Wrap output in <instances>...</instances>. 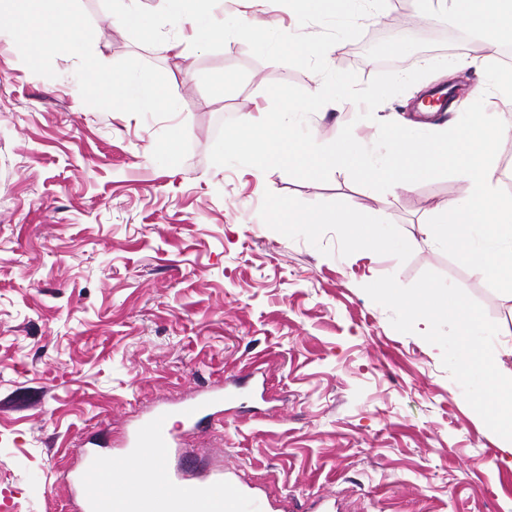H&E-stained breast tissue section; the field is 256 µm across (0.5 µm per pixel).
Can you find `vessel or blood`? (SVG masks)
<instances>
[{
    "mask_svg": "<svg viewBox=\"0 0 512 512\" xmlns=\"http://www.w3.org/2000/svg\"><path fill=\"white\" fill-rule=\"evenodd\" d=\"M250 384L241 378L233 388L215 390L197 400L156 410L121 440V449L131 457L152 452L155 462L144 471L113 472L105 487H97L90 474L99 470L100 458H91L75 483L80 512H265L263 501L244 482L223 472L195 468H173L167 459L185 427L223 417ZM143 489L127 491L130 481Z\"/></svg>",
    "mask_w": 512,
    "mask_h": 512,
    "instance_id": "obj_1",
    "label": "vessel or blood"
}]
</instances>
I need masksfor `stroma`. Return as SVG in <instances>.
Segmentation results:
<instances>
[{
    "label": "stroma",
    "instance_id": "stroma-1",
    "mask_svg": "<svg viewBox=\"0 0 512 512\" xmlns=\"http://www.w3.org/2000/svg\"><path fill=\"white\" fill-rule=\"evenodd\" d=\"M81 4L98 59L157 67L180 109L142 119L88 106L74 56L39 76L0 33V498L14 512H69L66 476L89 438L121 439L157 408L253 369L261 397L185 436L170 466L191 457L235 467L267 512H310L322 499L335 512H512V467L474 407L487 379L462 374L465 344L451 322L416 327L386 294L468 289L512 372V298L446 255L428 227L461 181L394 195L345 171L317 182L213 165L222 121L268 112L272 83L313 91L317 74L258 60L237 38L214 52L144 46L102 0ZM218 15L299 29L275 0H222ZM381 44L396 46L398 72L454 59L465 85L483 80L465 65L482 42L448 17L426 22L422 0H387L326 60L364 84ZM411 96L390 98L371 121L351 102L326 105L308 125L331 141L353 124L370 146L378 120ZM485 108L511 131L496 163L512 192V100L493 91ZM278 200L384 217L391 245L353 247L333 224L280 230Z\"/></svg>",
    "mask_w": 512,
    "mask_h": 512
}]
</instances>
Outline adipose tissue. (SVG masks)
Listing matches in <instances>:
<instances>
[{
	"label": "adipose tissue",
	"instance_id": "obj_1",
	"mask_svg": "<svg viewBox=\"0 0 512 512\" xmlns=\"http://www.w3.org/2000/svg\"><path fill=\"white\" fill-rule=\"evenodd\" d=\"M450 18L456 24L486 34L482 54L473 56L471 67L489 71L499 88L507 83L495 68L496 52L503 41H512V0H450ZM277 223L305 224L317 230L323 224L343 227L352 245L366 243L382 245L384 237L372 218L357 209L339 210L331 214L301 212L292 209L287 202H279L273 211ZM409 318L428 325L440 319L453 322L461 336L468 337L484 332L483 316L475 308L466 289L431 288L426 295L412 296L405 301ZM464 371H477L489 376L493 385L478 401L477 406L490 412L504 441L503 463L512 466V379L504 376L496 355L480 346H469L460 360Z\"/></svg>",
	"mask_w": 512,
	"mask_h": 512
}]
</instances>
